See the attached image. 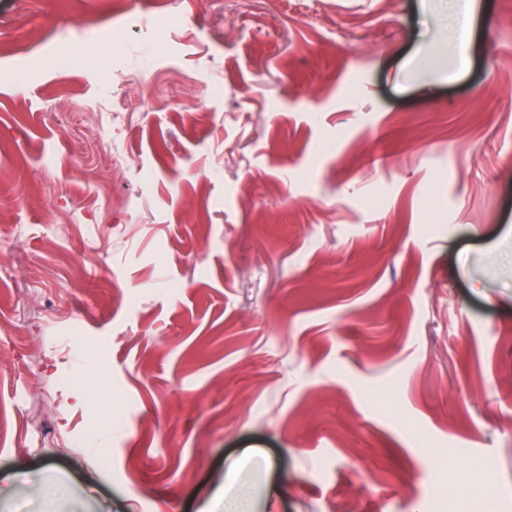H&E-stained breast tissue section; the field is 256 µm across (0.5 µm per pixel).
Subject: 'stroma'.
I'll list each match as a JSON object with an SVG mask.
<instances>
[{
    "label": "stroma",
    "instance_id": "stroma-1",
    "mask_svg": "<svg viewBox=\"0 0 512 512\" xmlns=\"http://www.w3.org/2000/svg\"><path fill=\"white\" fill-rule=\"evenodd\" d=\"M18 2L0 512H512V0Z\"/></svg>",
    "mask_w": 512,
    "mask_h": 512
}]
</instances>
